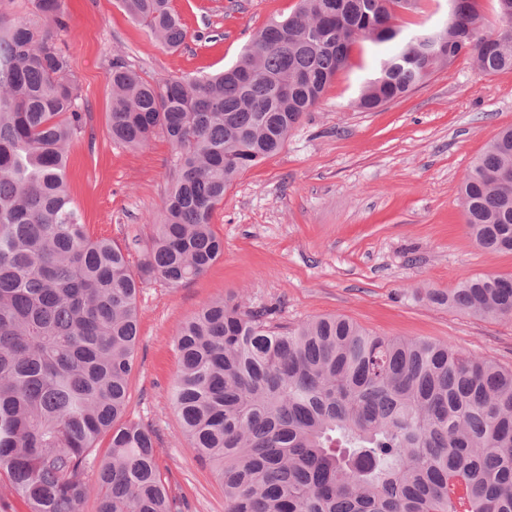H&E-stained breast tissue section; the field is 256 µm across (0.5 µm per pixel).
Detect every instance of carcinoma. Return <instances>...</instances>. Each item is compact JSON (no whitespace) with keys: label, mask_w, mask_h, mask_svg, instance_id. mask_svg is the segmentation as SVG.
Masks as SVG:
<instances>
[{"label":"carcinoma","mask_w":512,"mask_h":512,"mask_svg":"<svg viewBox=\"0 0 512 512\" xmlns=\"http://www.w3.org/2000/svg\"><path fill=\"white\" fill-rule=\"evenodd\" d=\"M417 0H301L210 76L147 78L112 61V141L173 148V178L146 241L97 237L67 162L86 103L60 34L65 0L0 12V477L28 512H177L153 433L127 419L137 296L179 288L224 255L211 224L236 178L280 151L360 40L395 43L356 101L403 97L465 53L512 71V0L485 32L478 0H451V27L406 35ZM170 48L187 30L172 0H120ZM469 233L512 252V128L465 175ZM142 253L133 272L130 252ZM426 300L512 322V276L475 275ZM170 390L181 432L224 486V512H512V369L449 344L376 336L342 316L272 322L220 298L181 323ZM109 436L106 456L93 455Z\"/></svg>","instance_id":"cac0c4a2"}]
</instances>
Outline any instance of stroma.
Returning a JSON list of instances; mask_svg holds the SVG:
<instances>
[{
	"label": "stroma",
	"mask_w": 512,
	"mask_h": 512,
	"mask_svg": "<svg viewBox=\"0 0 512 512\" xmlns=\"http://www.w3.org/2000/svg\"><path fill=\"white\" fill-rule=\"evenodd\" d=\"M66 6L72 72L90 107V133L69 154L72 196L94 235L147 239L170 186L172 148L160 135L138 149L113 142V59L151 77L213 74L299 0H173L187 29L175 51L119 0ZM374 66L373 45L357 44L350 68L284 148L226 191L212 216L224 241L218 262L182 287L152 279L139 292L129 418L154 431L159 471L181 512H224V489L181 437L169 398L176 332L210 300L237 296L273 309L283 326L342 315L377 336L449 343L512 369V323L436 306L419 292L471 275H512V252L480 248L459 204L475 159L512 126V71L482 74L463 53L407 96L363 111L355 101Z\"/></svg>",
	"instance_id": "35a3bbf8"
}]
</instances>
